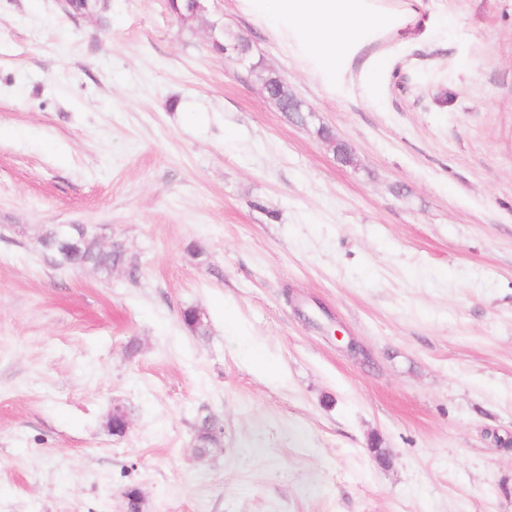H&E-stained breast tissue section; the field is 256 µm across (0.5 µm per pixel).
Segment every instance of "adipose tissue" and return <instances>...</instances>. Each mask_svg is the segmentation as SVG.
<instances>
[{"label":"adipose tissue","instance_id":"obj_1","mask_svg":"<svg viewBox=\"0 0 512 512\" xmlns=\"http://www.w3.org/2000/svg\"><path fill=\"white\" fill-rule=\"evenodd\" d=\"M247 10L279 39L295 37L318 63L331 65L336 46L360 24L385 27L363 11V0H243Z\"/></svg>","mask_w":512,"mask_h":512}]
</instances>
